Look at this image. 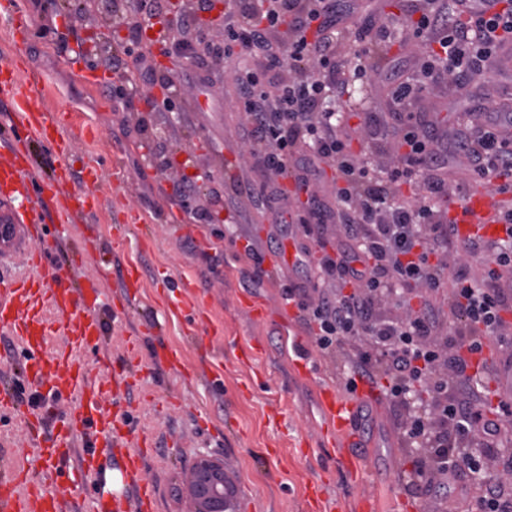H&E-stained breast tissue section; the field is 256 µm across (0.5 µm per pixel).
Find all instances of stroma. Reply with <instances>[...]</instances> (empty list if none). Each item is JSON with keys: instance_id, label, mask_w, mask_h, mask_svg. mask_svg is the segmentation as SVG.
I'll list each match as a JSON object with an SVG mask.
<instances>
[{"instance_id": "35a3bbf8", "label": "stroma", "mask_w": 512, "mask_h": 512, "mask_svg": "<svg viewBox=\"0 0 512 512\" xmlns=\"http://www.w3.org/2000/svg\"><path fill=\"white\" fill-rule=\"evenodd\" d=\"M13 8L27 20L28 46L16 49L8 19L0 15V62L15 61L23 81L44 74V111L72 113L75 124L62 130V143L42 140L16 130L10 104L0 98V152L16 146L26 151L38 186L69 165L71 190L98 200L95 210L70 224L61 244L47 250L46 266H68L75 248L87 251L78 275L84 287L103 292L97 310L108 336L110 373L124 370L132 342L146 361L169 349L183 353V373L156 368L104 402L108 411H130L138 436L152 444L144 471L156 485L159 512H186L178 490L202 453L222 458L234 476L240 512H313L307 496L316 482L337 502L369 495L375 512H424L423 502L404 492L403 473L411 463L391 408L378 410L367 401L359 411L362 452L373 466L367 482L348 485L336 466L335 449L323 444L316 395L320 384L342 386L341 354L313 350L316 370L310 377L291 369L290 340L309 332L298 309L283 311L282 287L308 280L320 284L316 260L335 254V235H326L325 249L314 250L307 266L266 265L258 277L252 253L265 256L299 245V226L278 225L275 211L247 202L240 213L223 212L212 224L187 221L186 210L203 204L204 193L224 196L230 178L253 177L231 79L216 89L198 85L185 91V99H202L199 110L119 112L107 88L86 86L88 61L76 66L70 61V48L87 29L62 24L43 38L45 18L33 0H15ZM422 52L419 42L395 41L373 59L381 78L352 82L337 99L340 127L349 132L354 154L384 164L397 160L396 132H389L387 152L379 157L367 148L361 127L365 113L391 107L384 73L396 64L412 72ZM473 90L444 83L424 90V106L442 141H453ZM477 90L491 110L512 99V54L493 59ZM88 162L99 165L97 182L85 180ZM183 175L201 187V195L173 198L171 179ZM130 208L138 210L141 223H128ZM132 261L139 266L142 288L130 306L123 279ZM186 275L204 302L202 318L193 323L168 317L164 288L157 285L163 276L166 288H176Z\"/></svg>"}]
</instances>
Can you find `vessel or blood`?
<instances>
[{"instance_id": "vessel-or-blood-1", "label": "vessel or blood", "mask_w": 512, "mask_h": 512, "mask_svg": "<svg viewBox=\"0 0 512 512\" xmlns=\"http://www.w3.org/2000/svg\"><path fill=\"white\" fill-rule=\"evenodd\" d=\"M0 97L10 102L17 129L43 138L57 131L59 119L43 112L36 90L19 88L8 61L0 63ZM34 192L19 156L0 155V268L20 259L28 267L22 275L0 279V336L20 348L19 384L43 390L56 402L76 394L80 403L74 416L62 412L51 422L37 414L28 417L27 440L33 455L26 468L8 459L0 461V512H155L156 490L143 476L144 451L134 440L125 413L110 414L101 406L109 392L120 391L129 378L148 371L149 366L129 354L124 374L104 382L90 375L89 365L75 360V352L82 351L90 354L92 363L108 368L103 323L86 291L74 288L71 275L47 272L43 252L32 249ZM501 210L498 198L476 185L450 204L448 216L461 237L477 233L496 238L503 232ZM49 308L58 313L57 323L46 319ZM53 334L60 336L61 344L51 351L47 345ZM319 393L331 447L345 459L352 479L365 478L371 466L368 458L356 452L362 443L359 408L367 399L384 405L385 396L362 382L346 395L327 385L320 386ZM115 448L124 451L121 473L133 491L129 498H104L90 482L99 459ZM32 470L41 471V478L28 479Z\"/></svg>"}]
</instances>
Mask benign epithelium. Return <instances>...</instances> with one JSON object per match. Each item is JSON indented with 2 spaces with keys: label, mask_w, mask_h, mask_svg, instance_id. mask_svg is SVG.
I'll return each instance as SVG.
<instances>
[{
  "label": "benign epithelium",
  "mask_w": 512,
  "mask_h": 512,
  "mask_svg": "<svg viewBox=\"0 0 512 512\" xmlns=\"http://www.w3.org/2000/svg\"><path fill=\"white\" fill-rule=\"evenodd\" d=\"M229 486L224 460L199 454L185 484L188 512H224V489Z\"/></svg>",
  "instance_id": "1"
}]
</instances>
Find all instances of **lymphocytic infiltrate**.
<instances>
[{"instance_id":"lymphocytic-infiltrate-1","label":"lymphocytic infiltrate","mask_w":512,"mask_h":512,"mask_svg":"<svg viewBox=\"0 0 512 512\" xmlns=\"http://www.w3.org/2000/svg\"><path fill=\"white\" fill-rule=\"evenodd\" d=\"M462 0L409 4L400 29L363 19L347 41L336 29V0H224L220 32L201 23L214 0H188L181 12L171 0H101L100 11L127 32L137 47L131 81L112 94L122 111L144 103L150 112H177L191 80L215 85L230 73L243 116L240 135L259 181L245 193L252 205L271 206L269 183L292 176L308 191L303 209L292 211L300 225L302 254L320 242L329 221L339 223L344 246L338 257L323 255L319 269L330 289L289 284L282 296L323 351L347 350L346 390L357 382L382 384L404 448L414 453L406 484L416 499L436 512H512V448L503 437L512 424V404L501 403L496 418L483 411L489 367L473 358L496 344L512 369V210L503 216L504 236L460 238L456 225L438 219L437 203L448 184L437 178L443 156L425 113L412 112L427 84L449 80L465 86L481 78L494 55L512 38V9L463 17ZM160 26L161 52L146 40ZM428 42L419 67L393 79L390 112L368 113L366 130L376 137L389 126L407 150L398 163L377 167L354 155L336 124V99L348 78L370 79L376 48L404 33ZM182 40L185 66L178 76L159 71L156 55L174 56ZM349 43L353 67L341 59ZM163 84V98L151 87ZM472 109L482 120L456 142L473 183L512 174V128L488 115L481 101ZM334 166L342 187L334 205L310 186L321 165ZM420 188V200L395 198L402 185ZM465 262L447 266L448 255ZM455 321H448L447 312Z\"/></svg>"}]
</instances>
